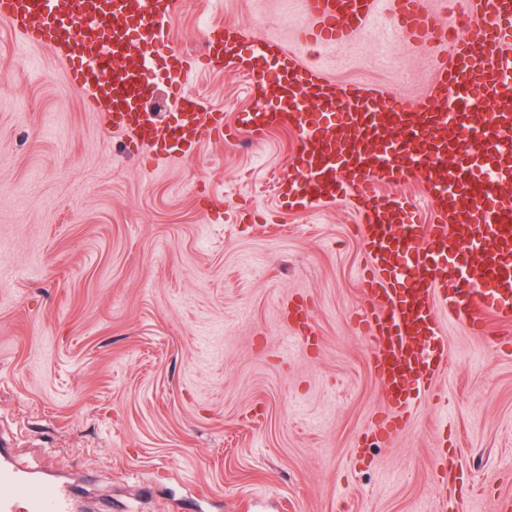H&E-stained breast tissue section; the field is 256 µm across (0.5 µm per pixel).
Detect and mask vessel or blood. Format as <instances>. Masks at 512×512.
Segmentation results:
<instances>
[{
  "mask_svg": "<svg viewBox=\"0 0 512 512\" xmlns=\"http://www.w3.org/2000/svg\"><path fill=\"white\" fill-rule=\"evenodd\" d=\"M380 3L307 0L310 40L347 42ZM391 4L401 30L417 40L431 32L452 47L431 100L337 85L256 31L253 46L271 57L262 67L241 54L238 39H206L209 63L248 71L264 102L241 118L238 134L258 141L288 125L300 133V158L280 184L285 203L355 201L374 301L365 319L370 360L390 403L375 426L380 439L396 433L448 364L442 314L476 336L486 334L487 316L512 320V193L502 190L512 182V0H469L480 33L453 41L424 0ZM175 7L176 0H0V18L26 44L48 47L70 89L159 160L188 156L224 135L223 113L183 88L191 61L169 48L165 29ZM159 80L174 89L162 123L142 106ZM476 99L491 106L481 121L471 115ZM408 178L424 182L432 223H414L403 197L378 195V187ZM450 263L452 276H440ZM0 512H73V503L23 469L0 467Z\"/></svg>",
  "mask_w": 512,
  "mask_h": 512,
  "instance_id": "b4317fda",
  "label": "vessel or blood"
}]
</instances>
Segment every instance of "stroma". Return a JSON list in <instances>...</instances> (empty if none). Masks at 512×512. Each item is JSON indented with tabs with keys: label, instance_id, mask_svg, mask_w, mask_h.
<instances>
[{
	"label": "stroma",
	"instance_id": "obj_1",
	"mask_svg": "<svg viewBox=\"0 0 512 512\" xmlns=\"http://www.w3.org/2000/svg\"><path fill=\"white\" fill-rule=\"evenodd\" d=\"M380 6L312 46L304 0H177L188 92L235 126L250 75L204 61L205 29L257 30L336 83L419 99L449 49L390 38ZM296 131L156 163L67 88L51 52L0 19V462L117 512H462L512 500V322L443 318L448 366L391 440L362 319L350 201L283 204ZM304 302L305 339L288 318Z\"/></svg>",
	"mask_w": 512,
	"mask_h": 512
}]
</instances>
